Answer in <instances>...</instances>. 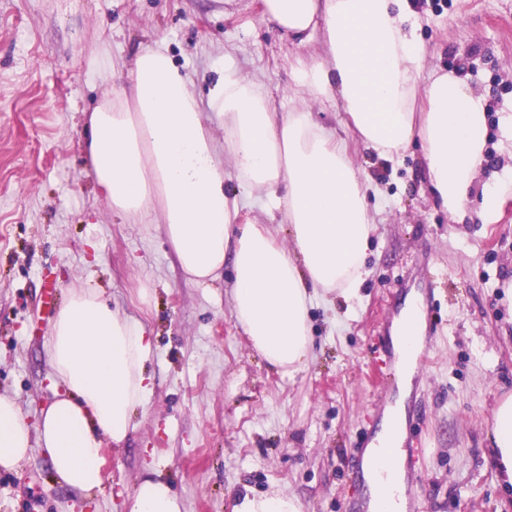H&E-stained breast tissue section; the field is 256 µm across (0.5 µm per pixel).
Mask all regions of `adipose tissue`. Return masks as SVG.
<instances>
[{
  "label": "adipose tissue",
  "instance_id": "ef3b65f1",
  "mask_svg": "<svg viewBox=\"0 0 512 512\" xmlns=\"http://www.w3.org/2000/svg\"><path fill=\"white\" fill-rule=\"evenodd\" d=\"M263 18L282 40H320L318 60L297 62V107L274 111L269 94L229 62L217 65L207 101H199L163 44L140 54L127 83L90 113L85 160L114 215L162 225L176 259L205 283L232 270L233 314L253 349L284 374L309 357L311 293L357 297L373 219L372 189L349 150L356 141L393 161L420 140L427 189L458 224L471 212L490 219L512 191V171L481 179L487 156V101L459 73L425 72L415 36L413 0H261ZM340 101L341 138L313 121L308 99ZM224 118L216 139L204 113ZM264 202L266 223H240L247 200ZM287 225L292 240L274 234ZM422 343L417 295H409L393 344L405 381L366 454L367 512H403L405 400ZM48 356L63 394L29 425L0 396V468L15 469L44 448L58 480L85 493L104 482V440L124 443L153 388L155 351L143 323L109 305L94 288L70 290L50 327ZM491 446L512 484V395L493 413ZM130 512H183L158 477L141 480Z\"/></svg>",
  "mask_w": 512,
  "mask_h": 512
}]
</instances>
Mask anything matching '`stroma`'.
Instances as JSON below:
<instances>
[{
    "label": "stroma",
    "mask_w": 512,
    "mask_h": 512,
    "mask_svg": "<svg viewBox=\"0 0 512 512\" xmlns=\"http://www.w3.org/2000/svg\"><path fill=\"white\" fill-rule=\"evenodd\" d=\"M417 10L426 68L460 70L485 95L486 168L499 169L512 160L499 128L512 113V0H418ZM159 42L199 97L228 56L281 112L294 105L293 64L314 52L280 41L260 0H0V394L31 424L55 399L45 303L62 305L73 288L99 289L155 344L151 401L125 444H105L102 488L60 484L36 447L0 468V512H129L134 487L156 471L185 512H233L246 493L344 512L364 492L350 458L377 430L388 325L416 274L435 270L427 359L407 403L421 454L406 512H512L488 437L512 393V194L491 223L457 224L425 190L419 143L394 162L354 147L379 189L368 199V275L353 303L314 294L309 360L279 373L235 320L231 272L190 280L162 226L115 217L84 161L88 113Z\"/></svg>",
    "instance_id": "1"
}]
</instances>
